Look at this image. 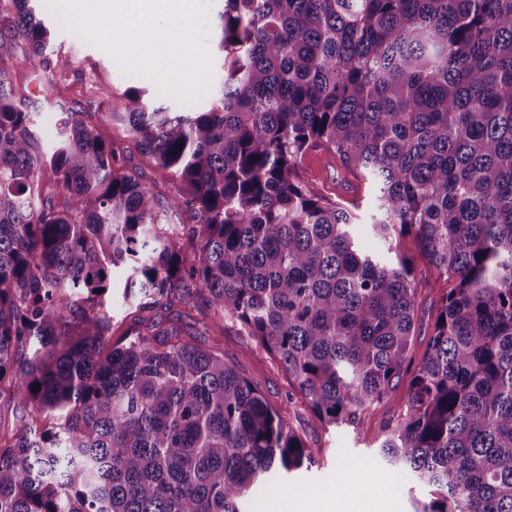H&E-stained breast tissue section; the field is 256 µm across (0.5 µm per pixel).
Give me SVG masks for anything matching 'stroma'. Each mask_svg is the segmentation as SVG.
Here are the masks:
<instances>
[{"label": "stroma", "mask_w": 512, "mask_h": 512, "mask_svg": "<svg viewBox=\"0 0 512 512\" xmlns=\"http://www.w3.org/2000/svg\"><path fill=\"white\" fill-rule=\"evenodd\" d=\"M34 6L52 31L49 53L62 54L70 61L63 78L68 87L64 97H55L47 80L29 84L39 110L36 120L44 147L54 144L67 112L93 103L96 112L89 115L88 120L103 137L112 140L127 171L150 183L158 196L170 195L169 171L142 154L135 141L106 115L107 101H120L129 86L143 87L150 95H157L154 82L124 75L107 50L68 32L59 8L49 0H35ZM302 173L326 198L353 208L359 222L370 220V183L351 174L336 154L322 148L309 152L303 160ZM392 247L396 253L413 258L415 264L418 307L417 335L412 350L419 356L425 350L440 301L449 285L432 272L411 238L395 237ZM166 315L162 307L139 311L114 302L112 340L127 343L149 321ZM200 342L223 353L226 360L237 362L244 376L315 450L312 466L297 477L295 486L276 483L259 492L255 498L258 512H294L302 500L311 503V512H324L328 503L335 504L338 512H359L373 501L378 502L380 512H414V501L424 495V488L376 457L390 418L387 411H375L352 426L325 427L308 410L302 398L295 395L291 377L273 357L250 353L253 341L235 322L228 319L211 325ZM340 481L346 484L341 492L336 489Z\"/></svg>", "instance_id": "obj_1"}]
</instances>
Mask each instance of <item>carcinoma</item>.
I'll use <instances>...</instances> for the list:
<instances>
[{
    "instance_id": "carcinoma-1",
    "label": "carcinoma",
    "mask_w": 512,
    "mask_h": 512,
    "mask_svg": "<svg viewBox=\"0 0 512 512\" xmlns=\"http://www.w3.org/2000/svg\"><path fill=\"white\" fill-rule=\"evenodd\" d=\"M29 2L0 0V380L24 410L0 435V512H249L311 464L180 323L111 345L115 294L203 299L327 426L393 413L378 456L427 489L415 512H512V0H224L213 104L130 86L109 112L172 172L166 202L82 110L43 150L10 58L53 77L68 60ZM317 147L371 181L381 249L301 175ZM45 178L62 203L39 202ZM395 235L452 282L417 364Z\"/></svg>"
}]
</instances>
